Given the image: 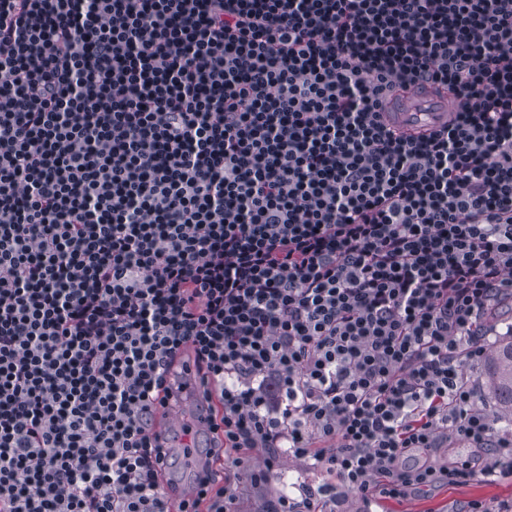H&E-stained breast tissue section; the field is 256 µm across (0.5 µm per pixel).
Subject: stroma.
Listing matches in <instances>:
<instances>
[{
    "label": "stroma",
    "mask_w": 512,
    "mask_h": 512,
    "mask_svg": "<svg viewBox=\"0 0 512 512\" xmlns=\"http://www.w3.org/2000/svg\"><path fill=\"white\" fill-rule=\"evenodd\" d=\"M308 486L323 491L315 503L317 512H464L473 501L482 502L492 510L501 503L512 502V476L494 482L479 478L455 484L441 481L409 490L398 498L380 495L368 500L343 488L334 474L312 466L310 460L286 456L266 486L256 487L249 481H241L238 489L240 512H262L266 501L279 493L300 498Z\"/></svg>",
    "instance_id": "obj_1"
}]
</instances>
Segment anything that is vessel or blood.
Returning a JSON list of instances; mask_svg holds the SVG:
<instances>
[{"label":"vessel or blood","mask_w":512,"mask_h":512,"mask_svg":"<svg viewBox=\"0 0 512 512\" xmlns=\"http://www.w3.org/2000/svg\"><path fill=\"white\" fill-rule=\"evenodd\" d=\"M457 99L444 93L434 94L429 90L410 85L400 89L393 100V116L400 128L415 130L429 128L447 121L455 112ZM220 408L217 403L203 401L197 392L194 379H186L180 393L178 408L166 410L159 416V427L165 432L178 430L184 414H191V424L198 439L211 440L212 423L218 420ZM183 455L188 460L191 473L181 479L173 480L170 493L175 501L194 502L199 495L200 477L211 459L210 451L185 445Z\"/></svg>","instance_id":"obj_1"}]
</instances>
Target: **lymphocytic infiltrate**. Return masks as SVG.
<instances>
[{
  "mask_svg": "<svg viewBox=\"0 0 512 512\" xmlns=\"http://www.w3.org/2000/svg\"><path fill=\"white\" fill-rule=\"evenodd\" d=\"M409 84L446 126L391 123ZM509 297L512 0H0V512H198L156 427L191 365L205 512L284 450L366 496L511 476L461 373Z\"/></svg>",
  "mask_w": 512,
  "mask_h": 512,
  "instance_id": "f902f5d3",
  "label": "lymphocytic infiltrate"
}]
</instances>
